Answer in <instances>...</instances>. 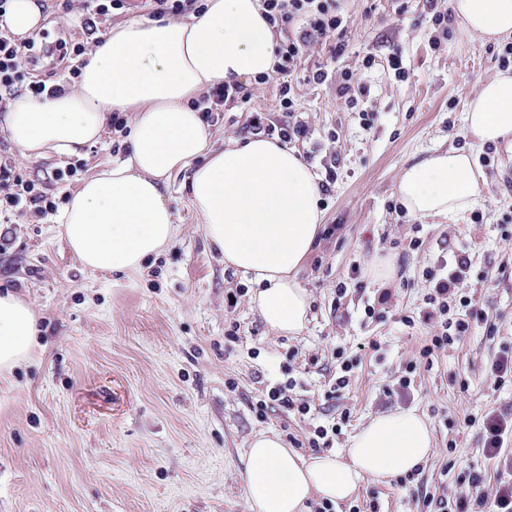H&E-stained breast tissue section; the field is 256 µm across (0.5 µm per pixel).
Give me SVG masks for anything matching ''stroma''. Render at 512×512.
<instances>
[{
    "mask_svg": "<svg viewBox=\"0 0 512 512\" xmlns=\"http://www.w3.org/2000/svg\"><path fill=\"white\" fill-rule=\"evenodd\" d=\"M342 57L314 45L292 80L295 112L310 129L299 143L319 181L330 184L324 225L299 278L311 295L299 335L271 332L249 304L247 276L225 265L204 237L187 189L175 174L165 192L179 232L136 273L85 270L59 237L56 212L71 191L109 162L125 158L122 134L107 131L81 156L29 159L8 139L0 117V157L40 183L54 212L0 214V289L23 292L40 322L38 359L0 381V512H247L245 455L259 433L309 457L314 427L348 424L329 445L346 447L371 414L417 409L432 431L433 454L407 482L362 484L336 512L377 501L380 512H439L440 500L468 492V472L489 495L502 473L483 452V419L512 411V382L497 385L488 367L512 348V145H496L481 167L469 210L451 219L409 215L399 204L401 170L435 148L481 157L463 122L481 84L499 73L501 43L449 24L436 33L434 12L448 0H340ZM399 53L398 76L387 58ZM327 71L323 83L311 71ZM349 72L354 100L337 83ZM247 107H223L206 124L224 143L249 137L252 112L279 119L275 84L245 80ZM372 125H365L364 114ZM420 251H408L411 238ZM471 268L461 284L485 320L451 348L421 355L433 325L419 321L437 268L460 245ZM389 258L393 299L383 317L364 315L380 284L349 282L352 266ZM346 283L344 297L336 286ZM236 305H228L229 294ZM412 324H404V317ZM235 339H227L228 330ZM354 363L349 383L331 393L334 350ZM410 376L400 393L401 376ZM295 378L308 415L268 410L253 401L266 384Z\"/></svg>",
    "mask_w": 512,
    "mask_h": 512,
    "instance_id": "1",
    "label": "stroma"
}]
</instances>
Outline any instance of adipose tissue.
Returning a JSON list of instances; mask_svg holds the SVG:
<instances>
[{"label":"adipose tissue","mask_w":512,"mask_h":512,"mask_svg":"<svg viewBox=\"0 0 512 512\" xmlns=\"http://www.w3.org/2000/svg\"><path fill=\"white\" fill-rule=\"evenodd\" d=\"M469 35L512 37V0H450ZM273 27L261 0H206L184 19L131 18L85 56L79 81L43 100L23 94L7 104L4 129L22 155L76 156L96 144L115 112L132 115L125 159L82 180L58 216L60 236L90 270L137 272L175 238L165 199L170 177L190 171L193 207L225 265L250 274L249 302L278 335H298L310 308L298 272L322 228L316 176L279 139L249 137L216 147L195 99L217 85L272 72ZM464 122L477 143L512 136V74L485 81ZM480 173L471 153L433 150L403 168L401 205L417 217H454L469 209ZM37 314L22 294H0V376L34 358ZM433 438L416 410L372 416L339 453L303 457L279 436L252 439L247 452L249 512H306L316 500L352 498L365 480L381 482L417 468Z\"/></svg>","instance_id":"1"}]
</instances>
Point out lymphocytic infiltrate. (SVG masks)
Here are the masks:
<instances>
[{
    "mask_svg": "<svg viewBox=\"0 0 512 512\" xmlns=\"http://www.w3.org/2000/svg\"><path fill=\"white\" fill-rule=\"evenodd\" d=\"M263 5L269 22L283 32L276 47L277 62L270 78L279 86L280 107L286 118L273 123L265 113L255 112L251 115L250 128L269 136L278 135L287 143L301 141L308 137L309 129L294 115L290 78L305 51L313 44L331 42L332 54L337 57L344 55L346 44L340 38L344 18L339 0H263ZM122 6L123 0H84V37L77 41L58 40L47 44L32 39L20 44L8 32L0 30V89L9 93L22 82L36 97L46 92L59 93V86L47 85L33 73L41 56L59 55L60 59L70 61V75H77L73 62L86 53L90 43L95 42L100 17ZM0 187L6 191L4 200L7 206L38 213L48 209V198L38 184L16 174L10 164L0 165ZM470 266L467 248L460 247L453 252L451 259L441 261L439 270L429 271L432 288L425 299L426 309L421 319L434 323L436 331L430 344L423 348V356H431L454 345L470 332L473 323L482 320L483 315L475 309L472 298L460 292V284ZM484 428L487 433L485 452L496 459L506 475L496 487L491 512H512V451L504 446L505 440L512 436V412L488 413Z\"/></svg>",
    "mask_w": 512,
    "mask_h": 512,
    "instance_id": "f902f5d3",
    "label": "lymphocytic infiltrate"
}]
</instances>
